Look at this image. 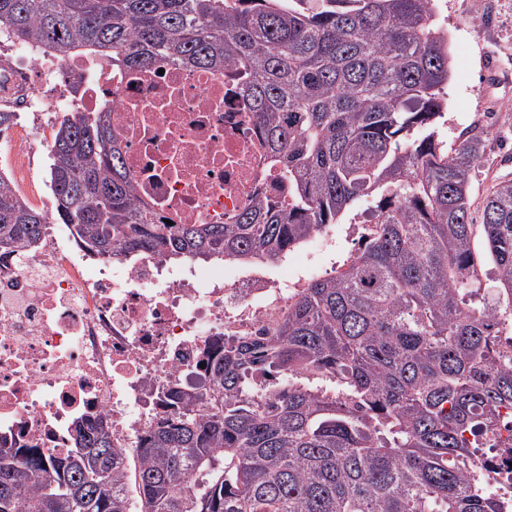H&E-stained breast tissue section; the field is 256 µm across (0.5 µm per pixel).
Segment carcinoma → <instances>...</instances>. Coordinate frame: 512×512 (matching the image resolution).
<instances>
[{
  "label": "carcinoma",
  "mask_w": 512,
  "mask_h": 512,
  "mask_svg": "<svg viewBox=\"0 0 512 512\" xmlns=\"http://www.w3.org/2000/svg\"><path fill=\"white\" fill-rule=\"evenodd\" d=\"M431 0H0V40L129 68L158 58L242 77L288 208L255 200L232 224H158L134 202L104 112L55 132L51 212L0 179V259L65 224L90 256L278 262L378 197L358 251L296 293L270 330L207 356L220 392L183 398L139 444L142 512H506L474 457L512 406V179L482 205L494 302L481 290L470 184L486 143L443 148L451 75ZM316 375L332 387L293 378ZM0 446V512H127L103 423L68 454Z\"/></svg>",
  "instance_id": "cac0c4a2"
}]
</instances>
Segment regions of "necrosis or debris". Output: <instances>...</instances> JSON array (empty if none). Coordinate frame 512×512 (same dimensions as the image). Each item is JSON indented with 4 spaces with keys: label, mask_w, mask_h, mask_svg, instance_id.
Segmentation results:
<instances>
[{
    "label": "necrosis or debris",
    "mask_w": 512,
    "mask_h": 512,
    "mask_svg": "<svg viewBox=\"0 0 512 512\" xmlns=\"http://www.w3.org/2000/svg\"><path fill=\"white\" fill-rule=\"evenodd\" d=\"M0 83L17 114L0 136L13 186L33 180L39 141L74 109L106 113L134 201L157 220L230 224L255 198L288 197L241 83L223 70L165 58L119 68L13 43L0 50ZM289 297L278 277L232 260H92L66 225H47L36 250L0 261V438L56 457L75 422L103 416L127 469L137 468L140 439L177 395L206 388L205 353L272 325ZM500 415L479 456L498 462L489 484L512 496V408Z\"/></svg>",
    "instance_id": "4bbe7bcc"
}]
</instances>
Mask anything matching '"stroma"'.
Listing matches in <instances>:
<instances>
[{
	"label": "stroma",
	"instance_id": "obj_1",
	"mask_svg": "<svg viewBox=\"0 0 512 512\" xmlns=\"http://www.w3.org/2000/svg\"><path fill=\"white\" fill-rule=\"evenodd\" d=\"M433 15L447 36L452 63L439 138L451 148L473 128L487 133L486 153L470 188L472 218L478 224L492 180L512 175V112L493 109L499 100L512 101V0H434ZM370 219L368 203L356 205L328 229L322 250L298 246L272 264V272H283L292 288L326 276L356 249Z\"/></svg>",
	"mask_w": 512,
	"mask_h": 512
}]
</instances>
